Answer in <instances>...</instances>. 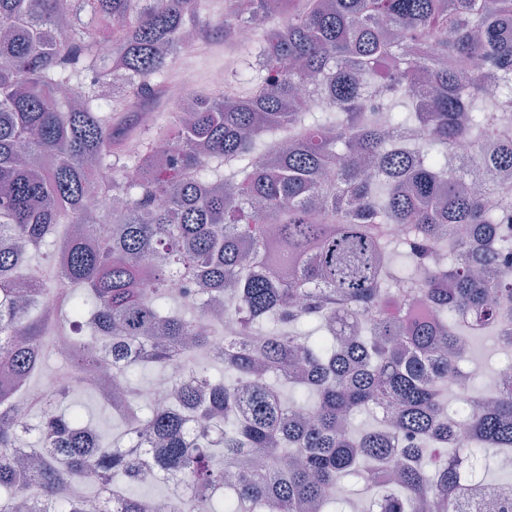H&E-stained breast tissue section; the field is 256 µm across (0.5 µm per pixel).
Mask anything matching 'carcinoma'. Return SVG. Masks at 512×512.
Segmentation results:
<instances>
[{"mask_svg": "<svg viewBox=\"0 0 512 512\" xmlns=\"http://www.w3.org/2000/svg\"><path fill=\"white\" fill-rule=\"evenodd\" d=\"M226 2L224 37L263 33L240 45L259 57L232 80L245 90L193 93L189 124L178 105L122 156L106 90L118 77L134 107L159 97L184 33L210 38L201 0H0V402L50 337L71 343L70 373L25 424L0 415V512L31 481L44 512H86L113 482L112 512H153L139 458L52 411L77 386L99 392L85 373L105 343L136 340L148 357L117 367L109 408L124 437L149 433L170 512H214L217 495L224 512H343L341 479L363 512H512V471L480 494L492 451L512 448V371L491 396L470 380L453 412L444 386L473 337L512 347V0ZM268 137L288 147L258 165ZM459 143L467 170L448 163ZM109 196L125 206L98 233L88 202ZM44 250L65 280L22 273ZM174 280L224 299L232 324L202 333L204 306ZM394 291L428 301L432 322L407 327ZM217 338L219 379L196 364ZM148 365L193 432L139 400ZM32 435L48 452L13 456Z\"/></svg>", "mask_w": 512, "mask_h": 512, "instance_id": "carcinoma-1", "label": "carcinoma"}]
</instances>
